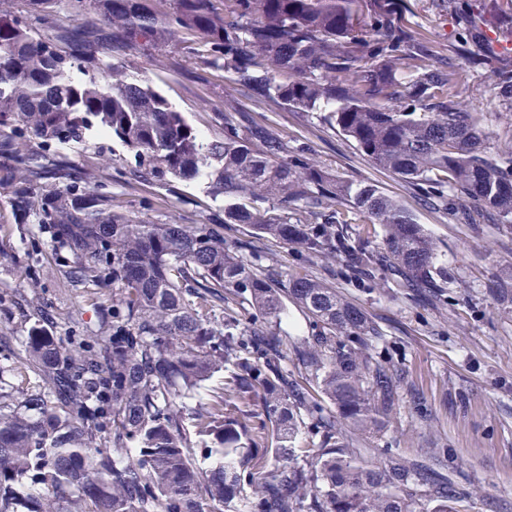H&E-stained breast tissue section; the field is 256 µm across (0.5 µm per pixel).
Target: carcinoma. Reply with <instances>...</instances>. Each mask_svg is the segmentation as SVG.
<instances>
[{"instance_id": "1", "label": "carcinoma", "mask_w": 512, "mask_h": 512, "mask_svg": "<svg viewBox=\"0 0 512 512\" xmlns=\"http://www.w3.org/2000/svg\"><path fill=\"white\" fill-rule=\"evenodd\" d=\"M0 0V186L18 224L53 225L74 256L75 286L112 276V321L93 336H56L36 320L20 363L47 392H0V512H458L461 493L423 458L374 463L346 432L381 436L405 374L370 353L378 326L324 280L283 278L244 224L308 258L373 267L385 257L411 288L437 289V246L373 184H346L288 151L263 124L224 113V141L206 148L166 96L127 81L136 51H184L252 96L291 112L319 106L349 142L425 191L451 192L459 212L512 224V147L493 150L483 114L457 109L448 67L412 29L407 0H76L59 43V0ZM458 50L477 65L484 31L509 35L512 0H476ZM112 54V78L98 77ZM82 65L86 79L66 72ZM100 130L154 179L204 180L224 197L222 224H147L112 211L83 176L33 150ZM62 189L46 194L40 181ZM312 323L294 343L305 382L288 380V303ZM196 396L195 405L185 399ZM263 418L250 423L252 407ZM263 445L254 464L242 445ZM198 448L199 454L190 452Z\"/></svg>"}]
</instances>
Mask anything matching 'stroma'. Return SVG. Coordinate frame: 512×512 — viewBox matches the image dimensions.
<instances>
[{
  "label": "stroma",
  "instance_id": "35a3bbf8",
  "mask_svg": "<svg viewBox=\"0 0 512 512\" xmlns=\"http://www.w3.org/2000/svg\"><path fill=\"white\" fill-rule=\"evenodd\" d=\"M409 3L415 32L453 75L460 109L488 116L491 147L511 142L512 102L500 96L495 74L511 71L512 58L490 55L484 68L465 63L456 56L461 26L448 0ZM124 71L128 82L152 83L184 112L204 145L223 141V112L244 111L289 150L305 151L338 179L378 186L424 226L445 271L429 302L418 301L382 265L362 281L342 270L338 260L303 258L276 239L254 237L243 224L225 229L224 237L251 241L261 264L285 276L323 279L362 307L383 332L374 353L393 359L419 388L429 421L400 401L388 432L355 438V448L374 462L433 453L437 468L455 475L464 494L461 512H486L489 499L512 503V313L489 292L493 281L512 278V228L479 216L467 223L448 203L427 204L416 186L377 166L334 130L325 113L290 112L252 99L223 72L199 77L188 57L137 52L127 56ZM49 153L91 173L90 190L110 197L113 210L154 224H202L224 205L201 181L166 185L138 177L132 156L96 132L81 143L52 145ZM73 262L49 225L16 223L8 195L0 191V327L7 335H26L34 322L29 305L34 295L55 316L57 334L86 336L97 330L112 307V291L71 286L65 273Z\"/></svg>",
  "mask_w": 512,
  "mask_h": 512
}]
</instances>
